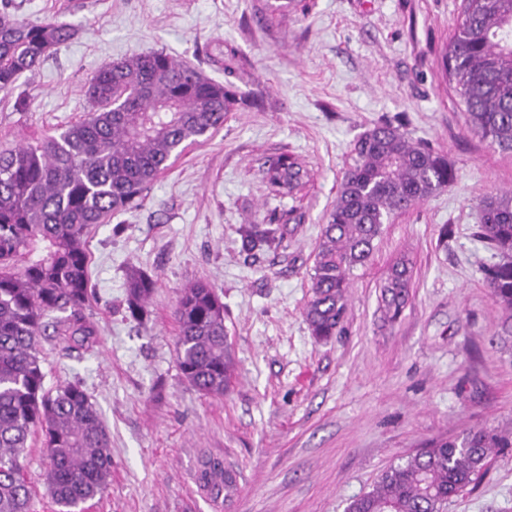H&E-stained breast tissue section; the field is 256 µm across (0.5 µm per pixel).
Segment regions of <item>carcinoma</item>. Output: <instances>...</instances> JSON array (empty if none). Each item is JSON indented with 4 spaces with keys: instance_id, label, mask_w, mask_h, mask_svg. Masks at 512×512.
<instances>
[{
    "instance_id": "cac0c4a2",
    "label": "carcinoma",
    "mask_w": 512,
    "mask_h": 512,
    "mask_svg": "<svg viewBox=\"0 0 512 512\" xmlns=\"http://www.w3.org/2000/svg\"><path fill=\"white\" fill-rule=\"evenodd\" d=\"M0 0V91L9 92L75 35L54 19L23 21ZM470 133L512 152V0H462L441 50ZM92 113L55 134L0 151V512H31L21 457L43 435L47 490L59 512L102 494L112 476L111 439L81 386L45 387L40 337L53 330L64 348L96 335L85 311L93 297L87 235L95 224L136 207L183 151L224 125L235 98L223 84L163 51L113 63L88 82ZM340 183L315 255L305 318L318 339L336 335L346 316L354 269L371 257L382 226L448 187L455 171L434 149L412 143L390 123L363 134ZM278 193L301 191L309 173L281 155L265 171ZM479 237L498 261L485 270L495 304L512 320V193L479 201ZM242 251L253 255L283 239L280 227L244 224ZM412 261L402 256L382 285L381 303L396 320L409 295ZM156 281L141 270L126 278V309L146 312ZM177 363L205 396L222 397L235 370L224 303L210 284L184 287L175 309ZM512 433L494 429L433 439L388 467L346 512H447L448 500L474 483L493 448ZM231 500L237 474L220 463L201 476Z\"/></svg>"
}]
</instances>
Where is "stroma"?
<instances>
[{"label": "stroma", "instance_id": "1", "mask_svg": "<svg viewBox=\"0 0 512 512\" xmlns=\"http://www.w3.org/2000/svg\"><path fill=\"white\" fill-rule=\"evenodd\" d=\"M263 3L15 0L20 19L53 18L76 34L0 92V149L83 119L90 78L141 52L177 56L238 99L137 207L93 226L94 342L68 351L41 337L46 387L80 384L112 440L110 484L85 512H344L427 440L512 432V334L477 236L480 198L512 191V152L468 131L442 77L460 0H302L269 21ZM385 122L442 153L456 178L384 225L351 277L343 330L320 341L304 309L321 228L355 140ZM281 154L311 172L297 197L273 196L263 180ZM272 214L288 218L280 245L243 253L239 227ZM403 254L409 300L392 322L380 292ZM131 268L156 281L140 320L126 310ZM199 280L224 303L236 361L221 398L199 393L176 362L173 312ZM212 461L238 474L232 502L199 485ZM24 464L32 512H58L41 435ZM448 512H512V448L493 449Z\"/></svg>", "mask_w": 512, "mask_h": 512}]
</instances>
